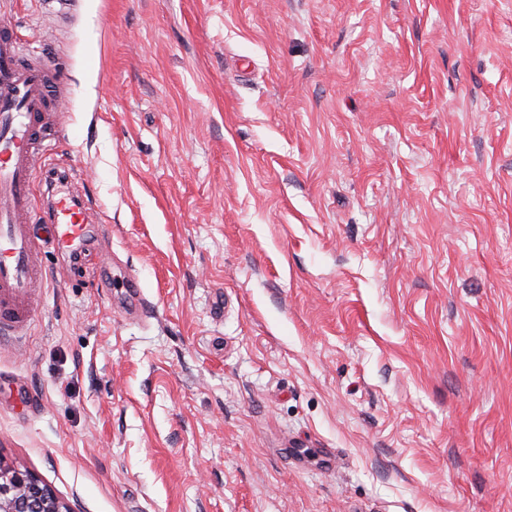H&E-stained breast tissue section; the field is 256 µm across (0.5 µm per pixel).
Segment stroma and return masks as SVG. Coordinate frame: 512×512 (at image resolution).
I'll use <instances>...</instances> for the list:
<instances>
[{
	"label": "stroma",
	"instance_id": "obj_1",
	"mask_svg": "<svg viewBox=\"0 0 512 512\" xmlns=\"http://www.w3.org/2000/svg\"><path fill=\"white\" fill-rule=\"evenodd\" d=\"M105 234L40 244L0 458L80 512H512V0H0Z\"/></svg>",
	"mask_w": 512,
	"mask_h": 512
}]
</instances>
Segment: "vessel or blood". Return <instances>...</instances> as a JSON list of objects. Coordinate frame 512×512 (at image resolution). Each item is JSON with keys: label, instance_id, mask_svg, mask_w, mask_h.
I'll return each mask as SVG.
<instances>
[{"label": "vessel or blood", "instance_id": "obj_1", "mask_svg": "<svg viewBox=\"0 0 512 512\" xmlns=\"http://www.w3.org/2000/svg\"><path fill=\"white\" fill-rule=\"evenodd\" d=\"M58 73L22 53L11 28L0 25V334L12 336L32 318L30 294L42 273L34 261V224L49 223L60 249L82 242L91 214L78 196L52 201L46 218L37 214L35 173L59 147V132L47 127L63 97Z\"/></svg>", "mask_w": 512, "mask_h": 512}]
</instances>
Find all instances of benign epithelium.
<instances>
[{
  "instance_id": "obj_1",
  "label": "benign epithelium",
  "mask_w": 512,
  "mask_h": 512,
  "mask_svg": "<svg viewBox=\"0 0 512 512\" xmlns=\"http://www.w3.org/2000/svg\"><path fill=\"white\" fill-rule=\"evenodd\" d=\"M0 512H74L32 472L0 458Z\"/></svg>"
}]
</instances>
